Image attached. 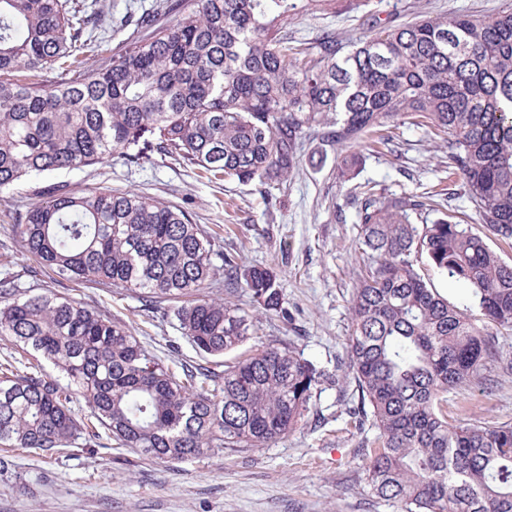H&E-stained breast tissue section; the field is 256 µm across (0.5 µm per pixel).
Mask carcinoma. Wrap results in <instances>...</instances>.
<instances>
[{"mask_svg": "<svg viewBox=\"0 0 512 512\" xmlns=\"http://www.w3.org/2000/svg\"><path fill=\"white\" fill-rule=\"evenodd\" d=\"M337 0H168L169 23L136 18L147 37L93 70L80 55L99 19L73 0H0V190L108 159L157 152L215 178L270 189L296 165L301 140L323 118L332 145L362 141L404 115L446 135L448 174L480 223L512 243V11L381 24L338 54L282 33L300 10ZM65 66L50 84L38 73ZM360 197V245L375 266L351 300L348 365L371 491L401 512H512V424L452 423L448 391L500 358L487 324L512 331V265L484 238L431 204L391 197L376 183ZM12 232L57 277L110 282L143 311L171 304L182 335L220 358L254 333L239 309L209 298L215 276L244 282L266 314L288 320L273 271L218 253L188 212L134 192L80 194L51 184L16 214ZM424 258L465 285L483 324L419 273ZM221 265H216L215 260ZM0 337L52 363L67 379L0 363V445L56 451L95 445L162 462L262 448L295 431L330 375L291 346L266 345L221 373L169 367L119 321L50 289L0 276ZM84 401L79 416L73 395Z\"/></svg>", "mask_w": 512, "mask_h": 512, "instance_id": "cac0c4a2", "label": "carcinoma"}]
</instances>
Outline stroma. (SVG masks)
Returning <instances> with one entry per match:
<instances>
[{
    "label": "stroma",
    "mask_w": 512,
    "mask_h": 512,
    "mask_svg": "<svg viewBox=\"0 0 512 512\" xmlns=\"http://www.w3.org/2000/svg\"><path fill=\"white\" fill-rule=\"evenodd\" d=\"M112 20L108 37L83 55L86 69L108 65L131 33L128 13L151 12L163 0H96ZM512 10V0H340L324 14L294 15L288 32L316 44L323 33L350 47L363 36L362 16L406 22L422 16L458 13L490 19ZM379 152L350 143L327 145L308 134L298 163L286 181L265 194L253 185L205 178L193 166L159 154L135 163L120 159L31 178L0 191V271L9 270L21 287L49 288L101 315L124 322L169 366L198 360L171 316L146 317L137 297L109 284L59 280L27 255L11 235L12 217L40 198L44 186L60 183L73 193L93 187L133 191L186 210L206 232H219V252H232L241 265L270 268L293 313L291 322L266 315L246 288L213 295L251 315L257 333L227 362L267 343H292L304 359L335 372L346 358L351 334L350 306L359 278L372 266L358 238L356 184L374 181L386 192L418 196L448 184V153L431 128L399 119ZM361 161L352 180L338 174L343 156ZM500 361L468 386L447 394L448 419L483 426L512 424V331L497 330ZM355 384H325L312 398L300 429L259 449L240 448L182 461L161 462L115 447L101 434L93 450L66 447L47 455L20 449L0 476V512H399L374 495L354 451L374 429L359 430L346 412L357 401Z\"/></svg>",
    "instance_id": "35a3bbf8"
}]
</instances>
